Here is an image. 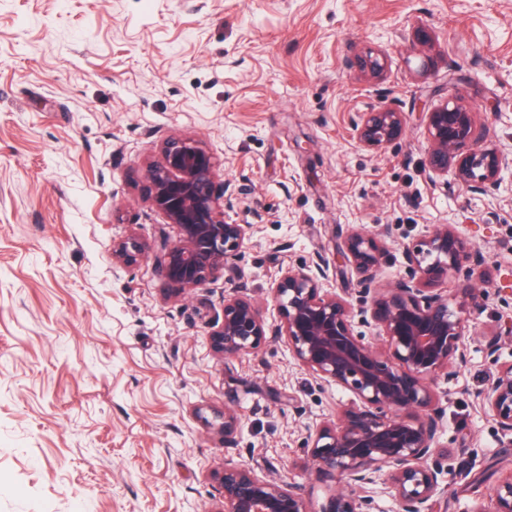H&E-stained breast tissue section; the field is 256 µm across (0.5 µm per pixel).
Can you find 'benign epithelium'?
Instances as JSON below:
<instances>
[{"instance_id": "7a95c632", "label": "benign epithelium", "mask_w": 512, "mask_h": 512, "mask_svg": "<svg viewBox=\"0 0 512 512\" xmlns=\"http://www.w3.org/2000/svg\"><path fill=\"white\" fill-rule=\"evenodd\" d=\"M347 64L376 81L386 70L385 58L372 53ZM405 126L403 113L385 109L360 112L352 121L358 143L369 149L399 139ZM426 132L429 171L443 176L452 167L474 193L512 169V153L485 146L486 124L463 104L449 100L426 113ZM145 179L150 204L179 231L177 241L157 256L170 296L177 298L223 272L254 225L226 220L215 157L199 138H165L160 159L146 165ZM390 234L387 225L373 234L357 228L347 235L339 256L359 283L375 277L385 252L382 239ZM144 253L145 245L132 234L112 246V261L132 266ZM404 258L413 277L379 289L363 311L380 345L356 331L355 310L346 294L329 287V265L322 261L281 271L271 289L275 324L243 284L224 290L222 315L212 322L213 348L220 356L247 354L267 336H281L299 366L352 394L336 422L317 427L306 443L318 475L347 479L348 489L336 493L324 512H364L366 493L381 472L387 473L399 512H429L445 494L440 472L430 464L439 452L445 415L433 381L452 377L451 369L466 362L463 314L487 295L468 281L450 296L442 284L466 265L474 275L485 259L458 224L436 225L404 248ZM478 401L512 443V363L498 370ZM213 479L222 498L219 512H306L297 483L232 464ZM492 512H512V474L499 485Z\"/></svg>"}]
</instances>
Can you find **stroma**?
I'll return each instance as SVG.
<instances>
[{"mask_svg":"<svg viewBox=\"0 0 512 512\" xmlns=\"http://www.w3.org/2000/svg\"><path fill=\"white\" fill-rule=\"evenodd\" d=\"M368 51L387 58L382 82L345 63ZM452 98L512 152V0H0V512H217L228 461L300 484L321 512L340 485L303 448L350 393L277 336L215 355L213 308L240 283L270 304L281 268L335 264L351 228L387 224L371 287L330 279L356 309L409 278L402 251L434 225H462L485 258L467 361L435 381L448 500L432 512L493 508L512 446L477 395L512 363V170L480 194L429 172L424 115ZM375 109L407 122L371 150L352 120ZM173 134L206 141L226 217L255 227L178 301L156 265L178 229L144 179ZM132 234L147 252L114 263Z\"/></svg>","mask_w":512,"mask_h":512,"instance_id":"stroma-1","label":"stroma"}]
</instances>
